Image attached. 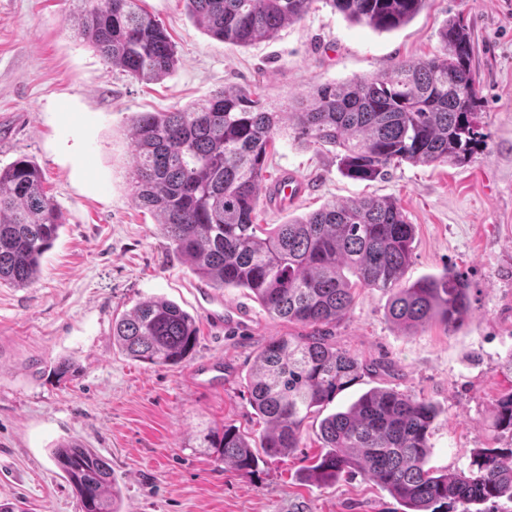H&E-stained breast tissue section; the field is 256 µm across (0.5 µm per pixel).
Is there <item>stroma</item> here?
<instances>
[{
    "label": "stroma",
    "mask_w": 512,
    "mask_h": 512,
    "mask_svg": "<svg viewBox=\"0 0 512 512\" xmlns=\"http://www.w3.org/2000/svg\"><path fill=\"white\" fill-rule=\"evenodd\" d=\"M178 52L160 81L133 79L72 36L69 0H0V167L25 157L64 218L29 287L0 286V504L26 512H81L53 450L78 439L109 460L120 512H403L397 499L360 474L332 486L307 479L321 453L316 421L281 459L252 476L200 448L202 436L230 424L259 434L246 377L257 350L306 327L269 315L244 288L199 294L202 281L133 198L131 118L168 112L224 87L254 92L275 109L331 81L384 71L440 48L437 33L463 15L487 147L465 166L390 167L385 179L358 181L336 152L280 131L265 176L303 185L294 201L261 199L259 224H284L325 202L394 199L415 228L404 280L452 267L472 286V313L449 331L431 322L405 332L387 317L389 296L358 289L350 311L328 328L337 349L383 369L366 375L326 407L342 410L382 387L433 402L439 416L430 464L467 468L491 443L497 399L512 391V0H428L407 25L378 32L317 0L305 17L272 39L236 45L208 35L184 0H145ZM163 296L199 327L191 357L152 366L112 343L116 318ZM229 321L213 326L209 306ZM223 360L224 376L199 385L195 370ZM74 371L57 377L59 362Z\"/></svg>",
    "instance_id": "stroma-1"
}]
</instances>
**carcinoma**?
Here are the masks:
<instances>
[{"label": "carcinoma", "instance_id": "cac0c4a2", "mask_svg": "<svg viewBox=\"0 0 512 512\" xmlns=\"http://www.w3.org/2000/svg\"><path fill=\"white\" fill-rule=\"evenodd\" d=\"M70 30L129 76H168L177 51L143 0H71ZM213 37L234 44L271 39L301 20L317 0H185ZM348 21L376 31L410 22L427 0H324ZM440 50L371 76L328 82L276 111L233 87L169 112L131 119L135 202L156 215L161 233L201 280L214 288H246L271 315L311 328L274 339L254 358L247 380L262 420L260 449L233 425L209 430L199 447L245 475L260 455L284 457L300 447L306 421L320 414L373 365L333 347L324 327L345 315L357 287L390 295L389 317L412 331L428 322L453 330L471 314L463 273L403 282L413 225L398 203L365 197L325 203L308 216L264 228L254 222L274 136L288 124L298 138L339 149L342 172L373 181L393 164H469L487 146L472 73L473 44L462 16L438 32ZM63 226L37 166L19 159L0 168V285L25 288ZM126 355L150 365L183 361L195 348L196 321L176 303L149 298L112 326ZM436 406L387 388H371L320 420L324 453L310 467L320 486L358 471L385 488L405 512H448L512 500V444L481 448L469 467H428ZM494 437H512V392L496 403ZM53 459L77 494L82 512H119L111 465L92 448L66 441Z\"/></svg>", "mask_w": 512, "mask_h": 512}]
</instances>
